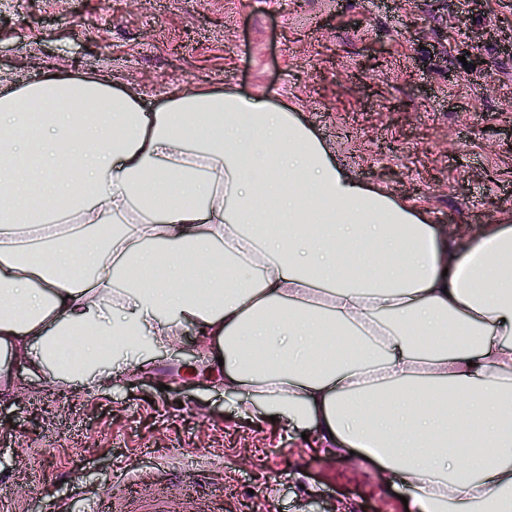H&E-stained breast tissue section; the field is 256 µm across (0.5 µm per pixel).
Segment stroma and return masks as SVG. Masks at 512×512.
<instances>
[{"label":"stroma","mask_w":512,"mask_h":512,"mask_svg":"<svg viewBox=\"0 0 512 512\" xmlns=\"http://www.w3.org/2000/svg\"><path fill=\"white\" fill-rule=\"evenodd\" d=\"M512 0H0V85L43 71L118 82L152 108L198 85L296 112L333 159L425 210L450 244L512 218ZM199 336L148 372L61 389L14 362L0 387V512H90L185 476L192 512H406L403 487L353 454L241 415ZM84 495H76V487Z\"/></svg>","instance_id":"obj_1"}]
</instances>
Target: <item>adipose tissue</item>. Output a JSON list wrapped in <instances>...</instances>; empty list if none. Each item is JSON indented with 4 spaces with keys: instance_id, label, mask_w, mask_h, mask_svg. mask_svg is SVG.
<instances>
[{
    "instance_id": "ef3b65f1",
    "label": "adipose tissue",
    "mask_w": 512,
    "mask_h": 512,
    "mask_svg": "<svg viewBox=\"0 0 512 512\" xmlns=\"http://www.w3.org/2000/svg\"><path fill=\"white\" fill-rule=\"evenodd\" d=\"M188 327L241 414L359 450L411 512H512V225L446 248L264 97L0 89V384L96 385Z\"/></svg>"
}]
</instances>
